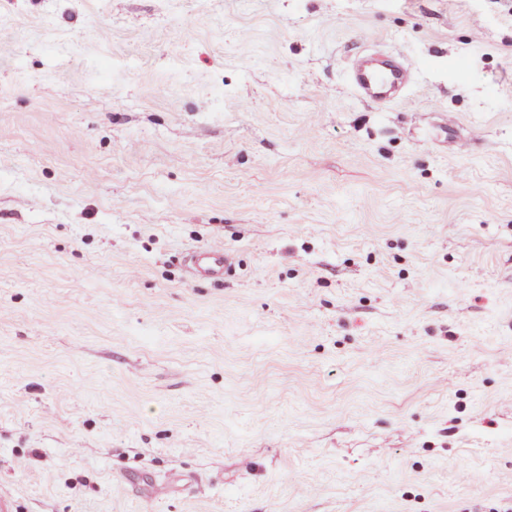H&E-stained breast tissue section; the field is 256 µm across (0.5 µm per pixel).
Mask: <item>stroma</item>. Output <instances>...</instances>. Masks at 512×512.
Returning a JSON list of instances; mask_svg holds the SVG:
<instances>
[{
    "label": "stroma",
    "mask_w": 512,
    "mask_h": 512,
    "mask_svg": "<svg viewBox=\"0 0 512 512\" xmlns=\"http://www.w3.org/2000/svg\"><path fill=\"white\" fill-rule=\"evenodd\" d=\"M1 499L512 512V0H0ZM411 69L407 60H402L389 72L352 68L349 72L350 82L356 91L365 98L380 104H389L395 97L391 89L396 83L405 84ZM200 270L208 275L219 276L229 264V258L223 246L213 245L201 251L197 258Z\"/></svg>",
    "instance_id": "35a3bbf8"
}]
</instances>
